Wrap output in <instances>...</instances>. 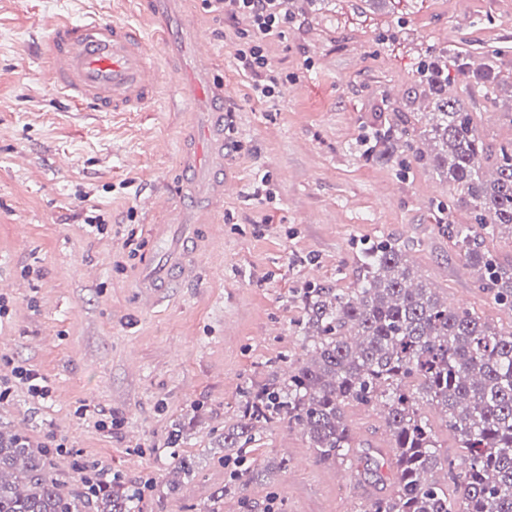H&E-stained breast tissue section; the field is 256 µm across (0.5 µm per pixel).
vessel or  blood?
<instances>
[{"instance_id":"b4317fda","label":"vessel or blood","mask_w":512,"mask_h":512,"mask_svg":"<svg viewBox=\"0 0 512 512\" xmlns=\"http://www.w3.org/2000/svg\"><path fill=\"white\" fill-rule=\"evenodd\" d=\"M50 83L71 102L102 112H140L154 99L160 72L146 39L132 26L105 18L61 22L42 48ZM190 84L208 97L215 83V55L209 41L191 44ZM182 163L192 173L190 191L196 200L195 222L186 245L150 260L139 280L140 296L158 301L171 281L193 282L198 268L189 246L197 239L204 215L237 184L224 175V104L207 105L182 148Z\"/></svg>"}]
</instances>
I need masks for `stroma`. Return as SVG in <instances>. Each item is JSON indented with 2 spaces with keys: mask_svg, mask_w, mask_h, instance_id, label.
Returning <instances> with one entry per match:
<instances>
[{
  "mask_svg": "<svg viewBox=\"0 0 512 512\" xmlns=\"http://www.w3.org/2000/svg\"><path fill=\"white\" fill-rule=\"evenodd\" d=\"M282 35L262 38L282 78L256 97L235 60L241 21L190 0L169 18L181 39L208 37L224 80L236 147L224 171L240 182L224 201L219 237L198 252L199 278L141 308L140 266L158 253L156 192L182 180L179 146L198 101L192 65H166L154 15L142 0H0V276L22 282L0 319V378L33 365L48 399L14 384L0 402V433L25 434L54 456L63 492L95 466L140 492L138 512H358L378 486L371 474L319 461L302 430L261 425L241 448L223 445L244 396L281 382L304 359V295L352 287L363 248L405 247L415 276L449 304L512 327V307L478 284L438 221H472L447 181L415 162L363 155L384 101L426 117L408 100L428 50L447 46L483 62L497 54L509 79L495 97L473 93L456 70L448 92L491 145L512 143V0H283ZM103 16L139 27L160 62L158 97L142 112L75 106L51 86L42 40L66 18ZM268 195L257 198L259 176ZM98 228H90L89 218ZM360 441L388 449L379 410L351 406ZM198 476L169 491L173 456ZM257 471L258 479L244 475Z\"/></svg>",
  "mask_w": 512,
  "mask_h": 512,
  "instance_id": "35a3bbf8",
  "label": "stroma"
}]
</instances>
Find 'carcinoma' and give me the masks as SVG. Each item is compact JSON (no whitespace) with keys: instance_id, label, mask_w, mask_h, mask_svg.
<instances>
[{"instance_id":"cac0c4a2","label":"carcinoma","mask_w":512,"mask_h":512,"mask_svg":"<svg viewBox=\"0 0 512 512\" xmlns=\"http://www.w3.org/2000/svg\"><path fill=\"white\" fill-rule=\"evenodd\" d=\"M448 48L424 61L419 88L431 96L424 135L430 151L412 135L413 112L372 132L366 154L414 161L448 181L473 224L448 225L460 254L481 271L480 286L512 305V266L484 248L485 235L512 230V143L494 147L477 133L472 113L448 94ZM457 73L477 91L494 95L506 82L497 59L479 68L455 57ZM495 170L494 179L483 170ZM306 359L282 384L247 397L224 447L252 439L264 422L288 420L304 430L308 447L325 462L374 465L388 492L360 512H512V329L503 330L469 309L441 299L415 281L404 250L392 242L366 248L355 287L316 288L309 296ZM443 410L462 456L444 452L422 412L419 395ZM382 410L391 436V476L379 462L355 450L345 409ZM177 487L197 476L194 457L171 463ZM138 493L97 490L65 494L54 477L50 454L27 438L0 435V512H136Z\"/></svg>"}]
</instances>
